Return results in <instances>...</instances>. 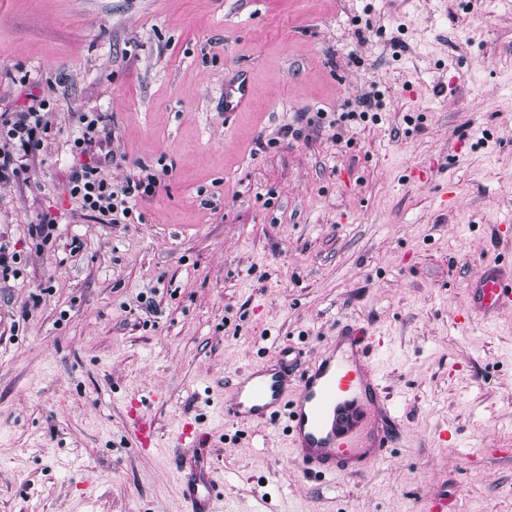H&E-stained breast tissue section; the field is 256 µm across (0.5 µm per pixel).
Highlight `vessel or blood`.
Instances as JSON below:
<instances>
[{"label": "vessel or blood", "mask_w": 512, "mask_h": 512, "mask_svg": "<svg viewBox=\"0 0 512 512\" xmlns=\"http://www.w3.org/2000/svg\"><path fill=\"white\" fill-rule=\"evenodd\" d=\"M252 95L247 80L226 85L224 110L245 107ZM473 304L459 313V323L489 322L512 308V266H488L472 285ZM387 344L374 330L339 328L310 364L284 344L263 360L234 375L224 389L225 417L247 425L283 424L290 455L305 470L326 478L363 473L383 461L397 441L403 414L387 392L373 357ZM145 396L131 398L126 430L142 451L158 448L154 419ZM204 433L196 419H184L170 433L178 455L173 471L179 512H217L223 484L200 447Z\"/></svg>", "instance_id": "obj_1"}]
</instances>
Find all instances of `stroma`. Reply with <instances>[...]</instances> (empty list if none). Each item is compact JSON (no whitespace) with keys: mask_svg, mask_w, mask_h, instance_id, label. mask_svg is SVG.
Returning <instances> with one entry per match:
<instances>
[{"mask_svg":"<svg viewBox=\"0 0 512 512\" xmlns=\"http://www.w3.org/2000/svg\"><path fill=\"white\" fill-rule=\"evenodd\" d=\"M245 75L247 109L224 112ZM380 119L270 145L302 112ZM49 100L51 129L0 183V512H175L167 449L125 431L159 394L160 435L210 433L232 512H512V308L456 324L485 265L512 263V7L499 0H0V113ZM100 115L116 181L168 168L139 217L70 199V152ZM424 168L425 181L411 172ZM453 186L456 201L440 193ZM52 238L29 233L44 214ZM39 302H32V293ZM156 311L145 315L146 299ZM341 322L373 327L403 437L357 476L305 475L282 427L224 418V385L263 350L313 361ZM448 424L476 457L436 443ZM358 107L362 110L360 112H342L338 116V118L328 120V126L330 128H334V133L332 135V139L335 141H340L343 132V123L348 121H362L366 122L369 119L371 121H377L378 112H373L375 108L379 106V92L366 94L363 98L358 102ZM158 398L156 394L149 397L140 395L129 401L126 430L139 451L160 448L155 420L147 413V402Z\"/></svg>","mask_w":512,"mask_h":512,"instance_id":"obj_1","label":"stroma"}]
</instances>
